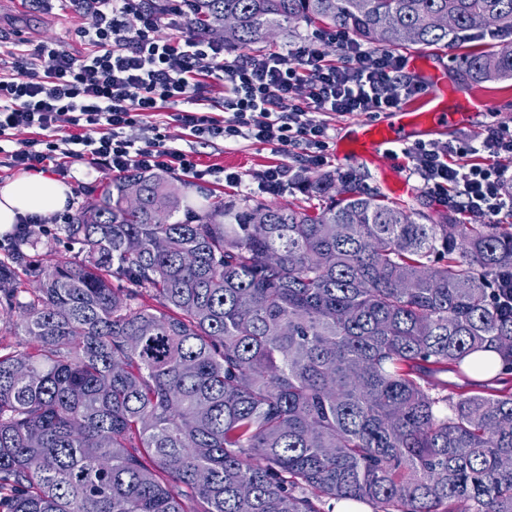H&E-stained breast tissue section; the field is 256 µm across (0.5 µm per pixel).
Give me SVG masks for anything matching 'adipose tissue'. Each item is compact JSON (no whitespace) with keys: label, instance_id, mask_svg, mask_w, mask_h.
<instances>
[{"label":"adipose tissue","instance_id":"1","mask_svg":"<svg viewBox=\"0 0 512 512\" xmlns=\"http://www.w3.org/2000/svg\"><path fill=\"white\" fill-rule=\"evenodd\" d=\"M71 196L68 184L44 173H22L0 184V233L10 232L26 216L64 211Z\"/></svg>","mask_w":512,"mask_h":512}]
</instances>
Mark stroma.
Listing matches in <instances>:
<instances>
[{
  "label": "stroma",
  "instance_id": "1",
  "mask_svg": "<svg viewBox=\"0 0 512 512\" xmlns=\"http://www.w3.org/2000/svg\"><path fill=\"white\" fill-rule=\"evenodd\" d=\"M87 20L86 14L72 6L69 0H52L49 8H34L30 4L17 5L13 0H0V46L10 47L23 42L33 46L43 40L62 44L70 52L81 55L86 45L80 38L78 29ZM475 42L459 43L444 47L426 49H405L401 55L406 61L405 73L415 82L429 85L433 75H442L450 88L455 91L449 97V109H457L472 92L488 96L493 102L492 113L469 112L465 115L463 125L446 132L411 130L409 142H423L433 147H442L449 141L473 139L480 136L489 121L495 120L512 126V80L475 84L463 71V58L478 50ZM396 114L386 112H350L344 115L331 116L330 134L333 140L328 149L329 162L325 169L356 178L362 189L377 194L380 199L396 203L411 211H422L436 214L442 206L430 195L422 185H415L407 195H395L387 187L382 173L383 166H391L398 172H405L404 158L394 157L389 149H381L377 157L363 154L341 152L336 142L344 138L362 123H386L396 121ZM167 144L176 146L191 154L197 163L218 165L226 172L243 175L245 184L234 187L224 181L209 178L199 182L175 172L174 183L177 185L190 204L197 205L216 197L233 198L250 195L251 198L263 201L267 195L254 185V175L266 166L284 162L291 167L301 166L304 160L302 149H291L288 155L272 154L269 147L245 140L222 141L202 144L187 135L180 126L168 120L166 113L159 112L151 119ZM113 174L106 168L90 164L86 160L72 159L67 163V171L61 174V181L68 184L72 195L67 207L68 213L75 214L91 193L97 192L106 182L111 181Z\"/></svg>",
  "mask_w": 512,
  "mask_h": 512
}]
</instances>
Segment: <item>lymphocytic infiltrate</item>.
Masks as SVG:
<instances>
[{"mask_svg":"<svg viewBox=\"0 0 512 512\" xmlns=\"http://www.w3.org/2000/svg\"><path fill=\"white\" fill-rule=\"evenodd\" d=\"M193 0H85L89 15L75 55L49 42L0 54V155L11 169L44 170L60 158L87 156L113 173L131 168L210 176L160 134L141 141L124 130L149 114L172 109V119L209 143L242 138L284 153L304 146L307 165L327 162L326 114L383 112L422 91L404 72L405 60L353 42L347 30L316 36L286 52L226 51L223 42L175 23ZM342 63L327 60L323 42ZM224 92L223 115L204 89ZM71 128L64 140L55 132ZM39 130L23 147L6 150L12 131ZM409 172L443 204L494 218L512 212V174L495 158L512 157V127L490 123L474 142L435 148L404 146Z\"/></svg>","mask_w":512,"mask_h":512,"instance_id":"f902f5d3","label":"lymphocytic infiltrate"}]
</instances>
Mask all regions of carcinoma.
<instances>
[{
	"mask_svg": "<svg viewBox=\"0 0 512 512\" xmlns=\"http://www.w3.org/2000/svg\"><path fill=\"white\" fill-rule=\"evenodd\" d=\"M196 4L189 25L242 51L302 23L385 50L484 41L466 75L512 79L496 48L512 0ZM294 180L318 211L240 197L198 213L170 173L132 169L0 259V313L22 333L0 353V512H512V393L430 380L486 345L512 371L496 302L512 224Z\"/></svg>",
	"mask_w": 512,
	"mask_h": 512,
	"instance_id": "carcinoma-1",
	"label": "carcinoma"
}]
</instances>
